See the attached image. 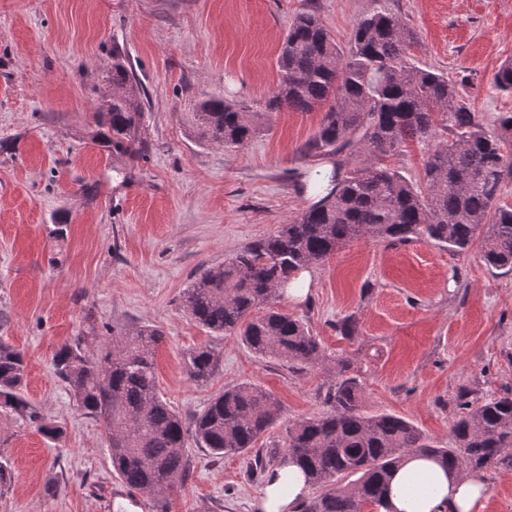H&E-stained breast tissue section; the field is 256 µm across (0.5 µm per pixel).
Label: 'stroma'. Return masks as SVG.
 <instances>
[{"mask_svg":"<svg viewBox=\"0 0 512 512\" xmlns=\"http://www.w3.org/2000/svg\"><path fill=\"white\" fill-rule=\"evenodd\" d=\"M380 7L417 32L416 65L472 71L484 126L512 112V96L490 87L512 60V0H0V337L25 355L28 401L64 430L52 442L0 411V454L11 466L0 512H113L116 498L131 495L112 469L103 421L53 373L54 351L78 338L93 356L113 333L158 326L157 386L186 419L228 384L272 393L283 424L260 439L263 448L281 442L286 422L325 411L332 372L263 360L188 318L180 296L204 267L314 202L306 186L327 159L304 147L323 110L263 109L293 17L316 11L344 47ZM116 47L144 89L133 160L95 139L94 107ZM208 95L248 106L257 132L244 148L198 140L188 114ZM57 224L64 239L51 235ZM309 273L307 296L276 306L302 319L329 357L351 362L364 413L402 416L444 443L460 394L512 392V272L485 263L482 238L462 254L362 239ZM349 317L359 330L347 338L337 326ZM202 345L221 362L198 383L184 355ZM189 455L191 475L170 512H253L264 480L249 456L195 447ZM480 477L484 512H512V462Z\"/></svg>","mask_w":512,"mask_h":512,"instance_id":"stroma-1","label":"stroma"}]
</instances>
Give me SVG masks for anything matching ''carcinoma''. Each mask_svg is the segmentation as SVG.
Segmentation results:
<instances>
[{"instance_id":"cac0c4a2","label":"carcinoma","mask_w":512,"mask_h":512,"mask_svg":"<svg viewBox=\"0 0 512 512\" xmlns=\"http://www.w3.org/2000/svg\"><path fill=\"white\" fill-rule=\"evenodd\" d=\"M415 31L386 10L362 17L348 46H339L312 10L298 14L277 58L276 92L267 110H325L307 152L334 155L329 188L291 224L210 266L182 292L188 316L221 335L237 336L254 354L286 366L320 364L337 372L328 386L329 409L285 427L283 444L254 455L252 472L264 475L279 457L304 469L319 494L300 512H375L386 508L391 471L408 455L434 458L454 473H479L512 458V395L459 398L448 445L441 446L407 419L361 411L363 386L350 364L329 357L301 320L274 307L278 292L302 270L325 263L340 247L361 239L423 240L462 252L484 234L483 257L512 271V206L500 203L512 176V112L488 132L468 99L476 90L463 69L449 77L415 65ZM94 112L101 143L133 160L143 118L136 77L118 50ZM491 87L512 94V62ZM199 140L226 149L244 147L256 133L245 106L210 97L190 113ZM451 138L436 140L438 129ZM433 143L424 164L425 185L408 181L383 158L410 142ZM346 159H341V156ZM163 332L144 324L112 337L96 356L80 340L52 358L55 375L78 405L110 432L112 467L129 490L169 512L173 495L190 476L188 444L214 456L248 454L282 420L277 400L251 383L229 384L186 421L160 395L153 361ZM189 378L210 379L220 356L202 346L185 354ZM27 366L21 351L0 339V410L38 425L48 439L62 437L26 400Z\"/></svg>"}]
</instances>
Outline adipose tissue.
<instances>
[{
    "label": "adipose tissue",
    "instance_id": "ef3b65f1",
    "mask_svg": "<svg viewBox=\"0 0 512 512\" xmlns=\"http://www.w3.org/2000/svg\"><path fill=\"white\" fill-rule=\"evenodd\" d=\"M310 493L302 468L286 458L265 478L258 512H299ZM487 489L478 476L446 472L434 459L412 455L398 466L387 495L389 512H483Z\"/></svg>",
    "mask_w": 512,
    "mask_h": 512
}]
</instances>
